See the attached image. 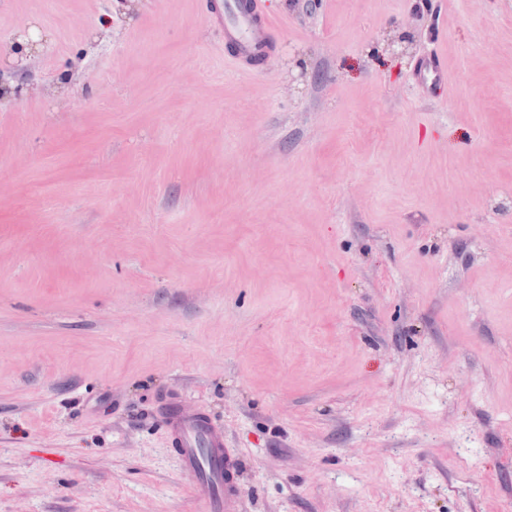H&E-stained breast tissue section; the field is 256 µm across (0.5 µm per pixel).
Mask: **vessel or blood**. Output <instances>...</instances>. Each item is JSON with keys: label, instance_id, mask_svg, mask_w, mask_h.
I'll use <instances>...</instances> for the list:
<instances>
[{"label": "vessel or blood", "instance_id": "1", "mask_svg": "<svg viewBox=\"0 0 512 512\" xmlns=\"http://www.w3.org/2000/svg\"><path fill=\"white\" fill-rule=\"evenodd\" d=\"M212 19L223 27L224 42L239 66H255L271 53L273 25L263 15L259 0H224L223 8L213 12ZM414 75L425 97L444 95L448 71L441 57H421ZM158 420L179 455L182 473L193 481L205 512H239L237 458L227 446L222 425L205 412L187 413L173 402L161 406Z\"/></svg>", "mask_w": 512, "mask_h": 512}]
</instances>
